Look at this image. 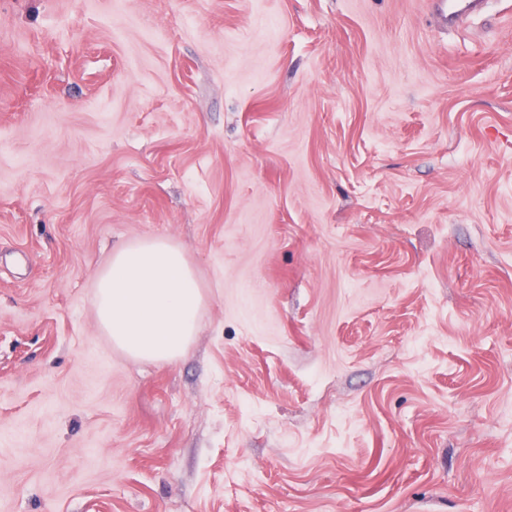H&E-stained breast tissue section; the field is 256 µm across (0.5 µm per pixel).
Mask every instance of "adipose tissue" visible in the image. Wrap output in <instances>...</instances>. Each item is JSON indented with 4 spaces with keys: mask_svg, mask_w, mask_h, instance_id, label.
<instances>
[{
    "mask_svg": "<svg viewBox=\"0 0 512 512\" xmlns=\"http://www.w3.org/2000/svg\"><path fill=\"white\" fill-rule=\"evenodd\" d=\"M203 292L183 249L163 240L115 248L96 282L100 329L128 355L169 360L196 333Z\"/></svg>",
    "mask_w": 512,
    "mask_h": 512,
    "instance_id": "ef3b65f1",
    "label": "adipose tissue"
}]
</instances>
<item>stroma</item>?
<instances>
[{
  "instance_id": "stroma-1",
  "label": "stroma",
  "mask_w": 512,
  "mask_h": 512,
  "mask_svg": "<svg viewBox=\"0 0 512 512\" xmlns=\"http://www.w3.org/2000/svg\"><path fill=\"white\" fill-rule=\"evenodd\" d=\"M0 512H512V0H0ZM203 292L185 252L163 240L112 251L96 282L100 329L128 355L169 360L195 336Z\"/></svg>"
}]
</instances>
